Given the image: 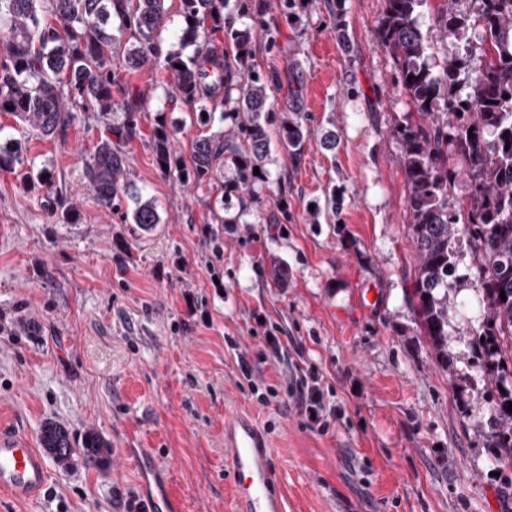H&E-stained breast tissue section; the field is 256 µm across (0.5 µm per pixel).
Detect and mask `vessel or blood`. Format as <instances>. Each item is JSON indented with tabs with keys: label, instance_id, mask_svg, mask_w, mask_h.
I'll list each match as a JSON object with an SVG mask.
<instances>
[{
	"label": "vessel or blood",
	"instance_id": "obj_1",
	"mask_svg": "<svg viewBox=\"0 0 512 512\" xmlns=\"http://www.w3.org/2000/svg\"><path fill=\"white\" fill-rule=\"evenodd\" d=\"M225 469L234 485L232 512H286L274 450L257 425L235 414L224 423ZM141 501L146 512H185L168 488V480L153 454L135 457ZM47 458L26 438L0 431V490L14 500L29 501L48 483Z\"/></svg>",
	"mask_w": 512,
	"mask_h": 512
}]
</instances>
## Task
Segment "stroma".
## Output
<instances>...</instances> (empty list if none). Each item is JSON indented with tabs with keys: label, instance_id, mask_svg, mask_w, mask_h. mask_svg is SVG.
<instances>
[{
	"label": "stroma",
	"instance_id": "1",
	"mask_svg": "<svg viewBox=\"0 0 512 512\" xmlns=\"http://www.w3.org/2000/svg\"><path fill=\"white\" fill-rule=\"evenodd\" d=\"M384 7L296 0L288 15L269 8L262 33L227 0L224 19L250 31L256 69L281 79L271 104L296 99L310 130L301 158L273 147L250 190L165 176L158 127L186 158L221 122L171 104L161 67L121 72L152 94L124 145L130 191L158 206L148 232L84 184L79 152L104 134L97 114L43 139L0 112V148L21 144L80 213L63 223L43 191L0 171V427L35 441L54 421L75 445L92 431L116 453L102 468L50 463L40 496L0 492V512H124L140 492L127 454L143 448L188 512H231L224 420L236 412L271 442L287 512H512V462L489 445L490 379L471 353L482 310L469 258L452 276L451 367L410 307L418 258L395 130L421 117L378 42ZM273 327L278 359L265 342ZM312 364L343 410L324 434L288 395Z\"/></svg>",
	"mask_w": 512,
	"mask_h": 512
}]
</instances>
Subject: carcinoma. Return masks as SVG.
Returning a JSON list of instances; mask_svg holds the SVG:
<instances>
[{
    "instance_id": "obj_1",
    "label": "carcinoma",
    "mask_w": 512,
    "mask_h": 512,
    "mask_svg": "<svg viewBox=\"0 0 512 512\" xmlns=\"http://www.w3.org/2000/svg\"><path fill=\"white\" fill-rule=\"evenodd\" d=\"M165 2L0 0V112L10 111L41 138L64 133L79 112H96L106 120L123 113L122 123L108 127L109 136L80 157L92 199L106 208L128 193L130 159L120 143L136 136L137 113L149 103V95L122 86L120 65L128 70L159 65L169 74L170 101L238 119L225 131L196 139L187 162L172 151L169 134L157 130L155 163L180 183L214 184L227 164L233 184L250 189L267 175L269 128L276 129L279 144L294 156L302 153L309 134L297 104L278 110L270 105L269 90L278 84V75L253 67L248 34L224 26V0H181L184 38L194 45L190 55L180 44L163 50L154 39L167 16ZM477 2L473 17L458 12V0H443L436 13L444 40L460 41L469 27L481 28L482 62L476 70L473 48L465 43L441 71H432L428 59L435 45L418 24L427 0H385L377 33L380 46L398 63L402 88L424 119L395 131L403 144L409 231L418 254L411 306L436 359L448 366V307L453 300L448 277L464 255L457 243L467 240L486 309L472 344L490 371L501 369L489 394L498 422L489 438L512 461V412L507 411L512 386L502 369L512 362V0ZM236 6L241 14L260 18L266 0H236ZM217 31L232 41L238 53L235 64L224 61L210 38ZM469 85L467 96L457 95L458 88ZM452 159L461 162L469 184L465 202L450 200L457 176L449 168ZM26 164L21 148L0 151V171ZM23 183L47 190L49 199L59 196L47 169L28 170ZM134 203L132 221L142 230L160 223L153 199L136 194ZM40 441L61 466L78 455L97 467L107 463V444L94 432L85 435L78 450L66 427L48 422Z\"/></svg>"
}]
</instances>
